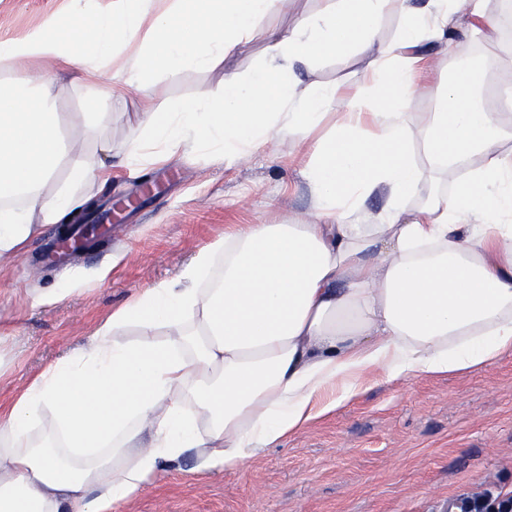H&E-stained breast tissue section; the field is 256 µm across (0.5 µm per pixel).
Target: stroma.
I'll return each instance as SVG.
<instances>
[{"label": "stroma", "instance_id": "35a3bbf8", "mask_svg": "<svg viewBox=\"0 0 512 512\" xmlns=\"http://www.w3.org/2000/svg\"><path fill=\"white\" fill-rule=\"evenodd\" d=\"M70 0H0V38H20ZM267 42L255 34L242 52L217 67L163 75L139 96L112 103L107 135L114 147L131 136L142 102H170L220 93L224 76H248ZM464 55L498 58L484 95L500 122L512 127L501 86L512 81V27L499 42L459 45ZM362 61L353 53L303 69L304 81L355 84ZM57 110L77 152L96 141L75 115L82 91L58 82ZM128 170L91 190L109 234L63 265L49 258L59 227L47 225L21 256L0 270V404L10 403L35 376L70 354L135 291L175 279L194 254L234 224L269 213L302 223L309 187L287 158L258 153L233 168L188 152L127 180ZM191 458L160 476L119 512H456L469 500L512 488V354L464 375L421 374L389 381L371 375L362 393L246 466L196 474Z\"/></svg>", "mask_w": 512, "mask_h": 512}]
</instances>
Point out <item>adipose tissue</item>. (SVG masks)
Here are the masks:
<instances>
[{
  "mask_svg": "<svg viewBox=\"0 0 512 512\" xmlns=\"http://www.w3.org/2000/svg\"><path fill=\"white\" fill-rule=\"evenodd\" d=\"M387 1L326 0L265 29L250 78L142 105L123 165L205 151L231 168L278 140L313 207L301 224L225 232L1 408L0 512H117L186 455L202 474L243 467L375 372L464 374L512 353V129L483 97L495 59L457 52L501 19L490 0H395L389 40ZM282 3L77 2L0 41V268L112 177L65 138L58 73L84 88L80 118L107 152L113 98L216 67ZM348 51L365 63L357 86L302 85L299 66ZM443 69L437 109L419 118L410 106Z\"/></svg>",
  "mask_w": 512,
  "mask_h": 512,
  "instance_id": "ef3b65f1",
  "label": "adipose tissue"
}]
</instances>
